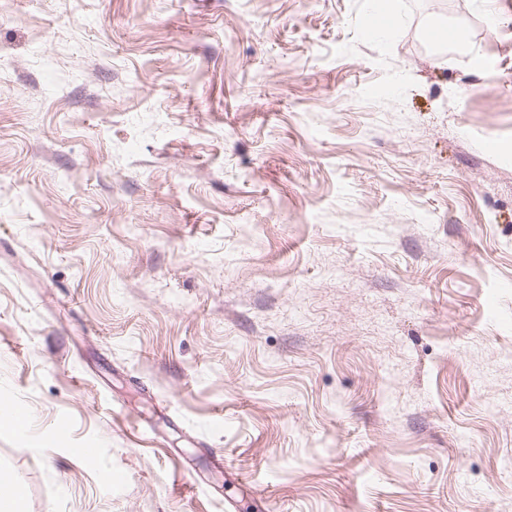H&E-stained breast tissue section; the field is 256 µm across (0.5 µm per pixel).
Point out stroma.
Here are the masks:
<instances>
[{
	"mask_svg": "<svg viewBox=\"0 0 512 512\" xmlns=\"http://www.w3.org/2000/svg\"><path fill=\"white\" fill-rule=\"evenodd\" d=\"M0 399L19 512H512V0H0Z\"/></svg>",
	"mask_w": 512,
	"mask_h": 512,
	"instance_id": "1",
	"label": "stroma"
}]
</instances>
